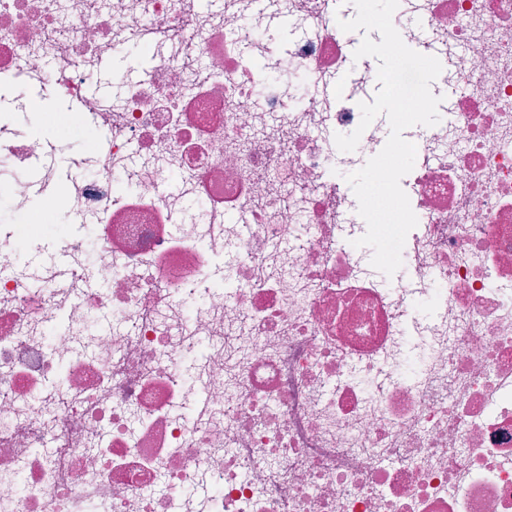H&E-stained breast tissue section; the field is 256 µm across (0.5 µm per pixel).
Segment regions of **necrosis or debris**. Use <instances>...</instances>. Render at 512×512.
<instances>
[{
    "mask_svg": "<svg viewBox=\"0 0 512 512\" xmlns=\"http://www.w3.org/2000/svg\"><path fill=\"white\" fill-rule=\"evenodd\" d=\"M353 16L0 0V80L52 85L90 170L51 192L0 113V512H512V0H399L442 103L390 278L339 180L390 132L335 144L379 88ZM143 64L139 61H129L124 58L112 56L104 62L101 78L95 79L94 82L88 84V88L91 91H99L100 93L107 94L112 91V88L108 84V76L112 72L113 67H119L128 71L136 72L142 69Z\"/></svg>",
    "mask_w": 512,
    "mask_h": 512,
    "instance_id": "obj_1",
    "label": "necrosis or debris"
}]
</instances>
